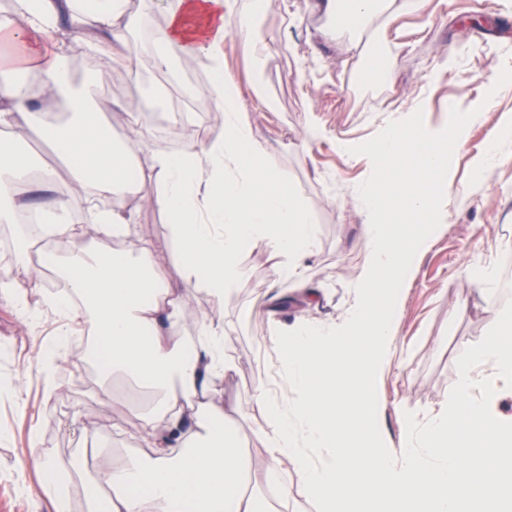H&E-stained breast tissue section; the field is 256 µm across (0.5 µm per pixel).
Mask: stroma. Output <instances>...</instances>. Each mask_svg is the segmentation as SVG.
Wrapping results in <instances>:
<instances>
[{"mask_svg": "<svg viewBox=\"0 0 512 512\" xmlns=\"http://www.w3.org/2000/svg\"><path fill=\"white\" fill-rule=\"evenodd\" d=\"M312 0H266L257 18L266 56L248 61L233 38L224 41L227 69L240 80L255 78L257 90H246L244 104L255 113V134L268 141L266 166L285 174L314 214L315 238L311 261L312 287L328 296L319 308L305 309L306 318L332 321L349 300L344 267L359 268L363 242L362 216L340 206L341 196L359 186L365 162L336 149L337 138L369 137L387 115L388 107L411 108L426 101L422 124L448 122L449 100L482 107L486 119L469 131L463 144L448 146L452 179L450 192L424 188L414 171L392 169L381 193L387 205L400 209L404 197L426 190L433 215L443 216L440 234L420 258L411 280L397 338V354L381 381L385 426L398 435V413L407 409L429 416L445 409L456 368L468 342L491 332L512 341V326L491 321L467 306L459 292L458 273L465 265L492 266L496 277L486 286L488 307L512 310V249L498 248L512 238V146L504 148L499 164L483 181H474L470 164L493 136L501 113H512V0H425L416 13H402L387 27L386 37L398 47L394 80L379 76L373 66L372 29L346 31L327 38L325 18L311 9ZM136 25L130 37L139 48L135 74L105 75L95 80V67L82 37H75L70 56L76 66L72 84L94 98L115 102L139 100L147 124L172 129L192 120L193 111L172 109L174 91L166 73L154 65L152 35L166 22L157 0H131ZM325 128L324 138L301 150V134L308 118ZM28 232L17 224L0 226V279H17L23 262L39 263L37 248L23 249ZM246 276L235 294L220 304L200 294H188L184 306L186 335H194L203 314L222 316L225 331L234 338L237 370L221 384L225 405L245 406L236 426L244 447H252L262 424L250 407L255 389L273 382L277 356L266 342L270 319L266 292L274 269L264 247L245 252ZM57 327L54 316L30 328L14 302L0 296V512H54L42 490L44 472L38 459L46 456L62 470L72 469L86 448L99 446L92 463L107 469L113 456L148 455L138 440L142 402L130 396L131 387L116 380L111 396L101 392L98 361H79L94 349L85 320L73 329L79 342L62 361L58 389L45 398L38 361L42 343ZM121 432H113V424ZM38 448H31V434ZM32 495L19 493V483Z\"/></svg>", "mask_w": 512, "mask_h": 512, "instance_id": "1", "label": "stroma"}]
</instances>
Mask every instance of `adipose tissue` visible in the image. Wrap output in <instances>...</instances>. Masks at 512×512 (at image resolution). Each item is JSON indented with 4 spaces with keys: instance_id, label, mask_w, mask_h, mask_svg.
I'll use <instances>...</instances> for the list:
<instances>
[{
    "instance_id": "obj_1",
    "label": "adipose tissue",
    "mask_w": 512,
    "mask_h": 512,
    "mask_svg": "<svg viewBox=\"0 0 512 512\" xmlns=\"http://www.w3.org/2000/svg\"><path fill=\"white\" fill-rule=\"evenodd\" d=\"M264 3L251 0L246 12L235 0H173L165 25L154 32L156 67L168 70L195 56L213 74L200 94L216 126L176 155L149 150L143 108L134 102L120 104L129 132L112 141L67 81L68 35L75 28L84 31L92 53L113 68L132 70L137 49L127 37L134 23L129 0H15L12 12L0 14V223L26 207L28 187L46 192L56 221L44 225L36 242L67 288L41 306L17 302L30 327L49 314L58 320L38 354L44 392L55 393L58 357L72 322L84 317L97 337L94 354L105 376L130 379L153 396L140 433L152 456H121L107 470L84 469L87 510L277 512L266 489L286 476L316 512H512V417L498 409L501 394L512 388L511 344L496 335L471 343L447 409L424 421L400 412L395 444L385 435L378 389L395 352L404 284L440 230L425 196H407L396 213L382 204L380 181L386 166L413 164L431 184H444L448 165L441 143L464 139L481 112L450 103L447 126L435 130L397 108L371 137L338 140L343 154L368 166L348 200L364 217L361 270L348 284L350 300L336 321L299 316L286 327L272 322L268 339L287 384L255 393L253 403L265 416L257 447H242L221 404L217 382L236 369L222 319L202 317L197 340L183 337L187 294L214 303L230 298L246 274L241 254L261 242L279 281L267 291V305L294 299L311 306L319 299L307 277L312 212L282 174L257 167L267 144L255 136L240 82L224 66L229 36L246 55H264L253 23ZM423 5L314 0L313 9L340 25L375 17L386 27L398 12ZM59 96L69 100L70 119L47 123L37 102ZM31 128L70 164L68 197L51 196L54 169L37 167L28 153L8 146L16 130ZM412 137L421 144L414 156L408 152ZM148 175L156 192L140 188ZM112 195L119 204L91 214L100 246L81 244L71 212ZM137 205L165 213L180 277L169 274L162 249L132 240ZM62 240L72 245L63 256L55 250ZM284 283L290 292L281 291ZM485 361L493 371L476 372ZM462 417L480 430L479 448L458 447L452 426Z\"/></svg>"
}]
</instances>
